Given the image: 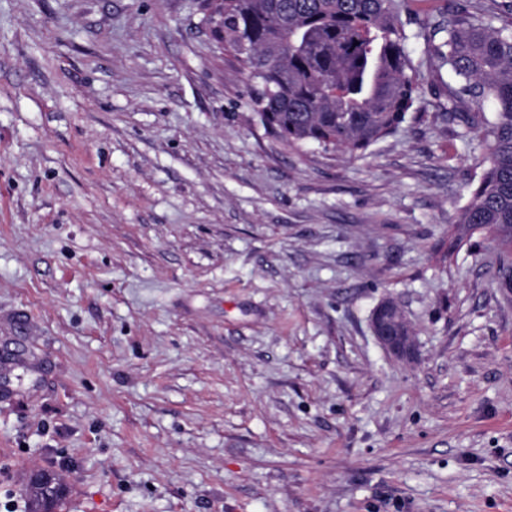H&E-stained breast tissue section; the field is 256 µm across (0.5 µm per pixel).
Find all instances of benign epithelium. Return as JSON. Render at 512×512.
<instances>
[{
    "label": "benign epithelium",
    "instance_id": "1",
    "mask_svg": "<svg viewBox=\"0 0 512 512\" xmlns=\"http://www.w3.org/2000/svg\"><path fill=\"white\" fill-rule=\"evenodd\" d=\"M370 327L389 357L409 366L416 363L419 349L413 330L395 301L385 298L373 308Z\"/></svg>",
    "mask_w": 512,
    "mask_h": 512
}]
</instances>
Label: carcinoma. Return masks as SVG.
<instances>
[{
    "instance_id": "cac0c4a2",
    "label": "carcinoma",
    "mask_w": 512,
    "mask_h": 512,
    "mask_svg": "<svg viewBox=\"0 0 512 512\" xmlns=\"http://www.w3.org/2000/svg\"><path fill=\"white\" fill-rule=\"evenodd\" d=\"M217 27L224 48L255 82L253 110L287 144L367 155L395 134L419 97L406 50L402 15L408 0H223ZM495 12L473 0L420 23L438 70L448 74V111L489 103L494 118L482 138V172L448 233L443 259L474 234L501 249L497 278L512 283V25L493 26ZM298 43L283 58L261 57L270 36ZM66 484L28 479V512H57Z\"/></svg>"
}]
</instances>
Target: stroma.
Wrapping results in <instances>:
<instances>
[{"mask_svg": "<svg viewBox=\"0 0 512 512\" xmlns=\"http://www.w3.org/2000/svg\"><path fill=\"white\" fill-rule=\"evenodd\" d=\"M406 49L352 158L259 122L207 0H0V512H512V288L438 253L493 112ZM370 327L389 357L409 366L416 363L419 349L413 330L395 301L385 298L373 308ZM32 473L25 487L27 512H56L65 498L66 484L56 474L54 481L40 482L33 479Z\"/></svg>", "mask_w": 512, "mask_h": 512, "instance_id": "stroma-1", "label": "stroma"}]
</instances>
